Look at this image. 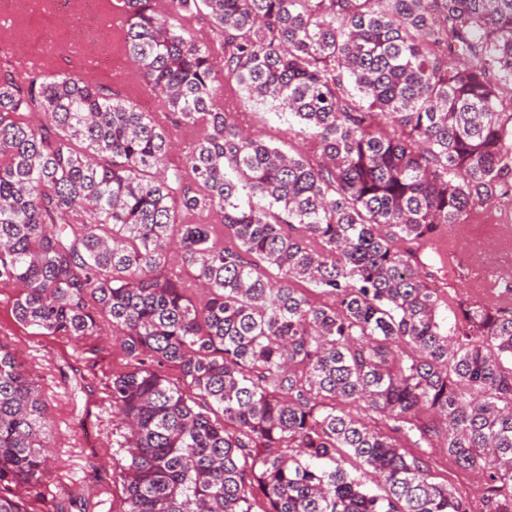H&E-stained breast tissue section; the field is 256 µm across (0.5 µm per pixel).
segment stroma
<instances>
[{
  "mask_svg": "<svg viewBox=\"0 0 512 512\" xmlns=\"http://www.w3.org/2000/svg\"><path fill=\"white\" fill-rule=\"evenodd\" d=\"M55 24L52 0H28L25 10L0 13V42L14 43L16 50L39 51L53 62L54 68H83L86 75L96 77L98 71L112 64L113 48L98 43L92 53L60 54L63 42L52 37ZM235 105L245 128L255 136L280 146L283 151L304 148L293 117L269 105L250 100L237 93ZM471 249L477 258L464 266L466 276L476 272L492 277L512 273V258L494 239H474ZM7 337L15 355L37 378L49 403L53 421L47 444L64 459L71 471H81L87 455H94L98 468L97 481H73L53 489L38 512H121L124 506L123 484L114 474L109 455L112 453V419L102 406L104 389L112 372L123 367L121 352L112 348L102 336L86 346L68 340L37 336L16 324L11 316L9 295H0V337ZM81 370L92 390L71 399L70 390Z\"/></svg>",
  "mask_w": 512,
  "mask_h": 512,
  "instance_id": "35a3bbf8",
  "label": "stroma"
}]
</instances>
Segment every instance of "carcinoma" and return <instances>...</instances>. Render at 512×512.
Returning a JSON list of instances; mask_svg holds the SVG:
<instances>
[{"instance_id": "cac0c4a2", "label": "carcinoma", "mask_w": 512, "mask_h": 512, "mask_svg": "<svg viewBox=\"0 0 512 512\" xmlns=\"http://www.w3.org/2000/svg\"><path fill=\"white\" fill-rule=\"evenodd\" d=\"M154 2L123 0L119 46L159 114L0 59V293L122 353V512H512V278L440 293L413 249L512 199V0ZM230 85L307 149L246 134ZM49 423L1 338L0 512L72 480ZM438 451L478 495L433 480Z\"/></svg>"}]
</instances>
